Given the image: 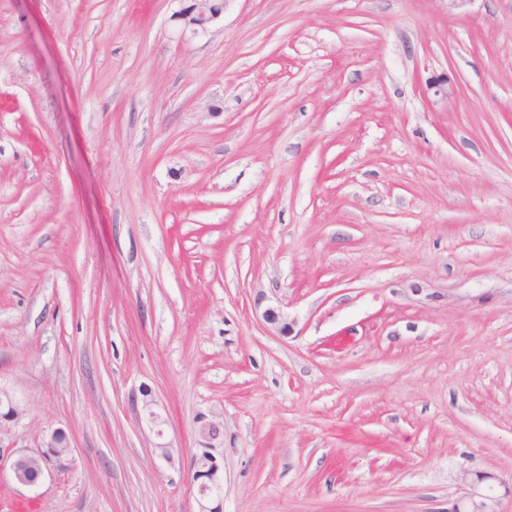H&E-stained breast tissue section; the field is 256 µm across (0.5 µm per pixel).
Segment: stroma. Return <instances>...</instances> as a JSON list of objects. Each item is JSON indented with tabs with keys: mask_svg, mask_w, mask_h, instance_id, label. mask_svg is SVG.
I'll return each instance as SVG.
<instances>
[{
	"mask_svg": "<svg viewBox=\"0 0 512 512\" xmlns=\"http://www.w3.org/2000/svg\"><path fill=\"white\" fill-rule=\"evenodd\" d=\"M186 5L0 0V512H512V0ZM191 5L183 9L180 18L185 27L193 31H204L207 26L224 12L227 0H189ZM261 318L269 331L279 336H287L290 332L288 315L279 307L269 306L261 312ZM197 424L198 448L192 457L193 482L200 483L196 512H221L224 468L217 448L224 444V424L215 415H201ZM60 434H64L68 438L67 445L64 447L65 451L59 449L61 448L58 443ZM42 448L45 449L37 453L18 451L14 454L10 470L16 484L34 487L40 483L45 476L49 462H61L68 459L73 448L72 439L65 430L56 429L44 440Z\"/></svg>",
	"mask_w": 512,
	"mask_h": 512,
	"instance_id": "stroma-1",
	"label": "stroma"
}]
</instances>
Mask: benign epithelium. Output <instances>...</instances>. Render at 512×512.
I'll return each mask as SVG.
<instances>
[{"label": "benign epithelium", "instance_id": "benign-epithelium-1", "mask_svg": "<svg viewBox=\"0 0 512 512\" xmlns=\"http://www.w3.org/2000/svg\"><path fill=\"white\" fill-rule=\"evenodd\" d=\"M191 5L183 9L180 18L185 27L194 31H204L207 26L224 12L227 0H190ZM429 90L441 99L452 96L454 85L443 75L429 83ZM261 318L269 331L279 336L290 332L288 315L280 308L269 306L261 312ZM140 403L151 423H160L161 416L154 410L156 400L152 391L143 386L139 389ZM23 406L12 392L0 387V419L12 420L20 417ZM198 448L192 457V478L197 488V512H222L224 483L223 456L218 448L224 444V424L216 416L201 415L197 421ZM63 429L54 430L43 442V450L37 453L18 451L14 454L10 470L12 479L18 485L34 487L45 476L49 462L68 459L72 452V442H67L66 450L59 449V436ZM491 496L474 493L466 499L454 503L449 512H493Z\"/></svg>", "mask_w": 512, "mask_h": 512}]
</instances>
